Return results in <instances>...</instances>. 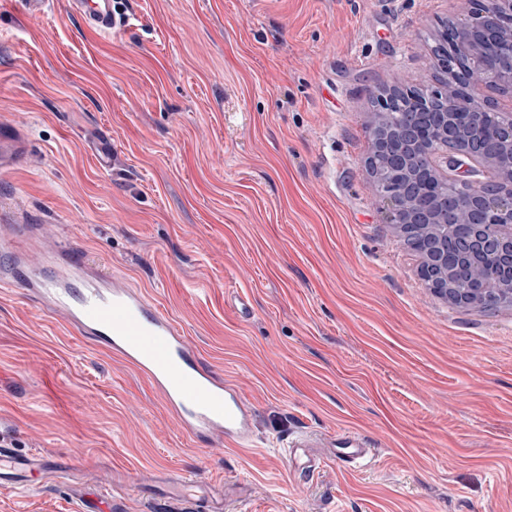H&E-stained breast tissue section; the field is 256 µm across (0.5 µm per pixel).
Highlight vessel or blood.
I'll list each match as a JSON object with an SVG mask.
<instances>
[{
  "mask_svg": "<svg viewBox=\"0 0 512 512\" xmlns=\"http://www.w3.org/2000/svg\"><path fill=\"white\" fill-rule=\"evenodd\" d=\"M81 28L113 35L124 27L114 0H66ZM29 150L20 130L0 126V173L13 170ZM0 286L23 292L41 311L74 327L145 376L184 432L197 439L219 437L234 448L255 440L253 409L238 387L201 361L175 321L126 278L85 261L53 224L22 220L0 207ZM346 467L365 462L372 444L339 436L326 444ZM67 468L48 457L23 455L0 444V485L28 483L31 476ZM182 512H223L202 502L190 478L174 479L168 497Z\"/></svg>",
  "mask_w": 512,
  "mask_h": 512,
  "instance_id": "b4317fda",
  "label": "vessel or blood"
}]
</instances>
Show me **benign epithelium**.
Returning <instances> with one entry per match:
<instances>
[{
  "label": "benign epithelium",
  "instance_id": "1",
  "mask_svg": "<svg viewBox=\"0 0 512 512\" xmlns=\"http://www.w3.org/2000/svg\"><path fill=\"white\" fill-rule=\"evenodd\" d=\"M469 14L454 22L448 51L462 58L464 82L441 90V112L416 101L388 124L393 102L386 95L374 112L368 158L369 188L382 199L389 223L401 241L419 239L420 275L433 292L453 304L489 307L488 294L512 299V113L486 107L480 90L489 74L512 87V0H470ZM495 136L496 148L476 152L470 140ZM459 187L443 194L448 182ZM462 227V251L480 256L469 269L468 295L455 297L441 271L448 266V243L440 225Z\"/></svg>",
  "mask_w": 512,
  "mask_h": 512
}]
</instances>
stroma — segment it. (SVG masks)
<instances>
[{"label":"stroma","instance_id":"35a3bbf8","mask_svg":"<svg viewBox=\"0 0 512 512\" xmlns=\"http://www.w3.org/2000/svg\"><path fill=\"white\" fill-rule=\"evenodd\" d=\"M468 0H126L117 35L62 0H0V177L18 216L168 312L253 404L249 450L180 431L148 381L0 288V439L82 482L0 490V512H147L172 476L224 512H512V304L433 293L368 187L369 114L435 82ZM111 168L99 162L100 148ZM368 436L369 464L289 467L286 441ZM29 150V145L19 129L9 130L0 126V173L13 170Z\"/></svg>","mask_w":512,"mask_h":512}]
</instances>
